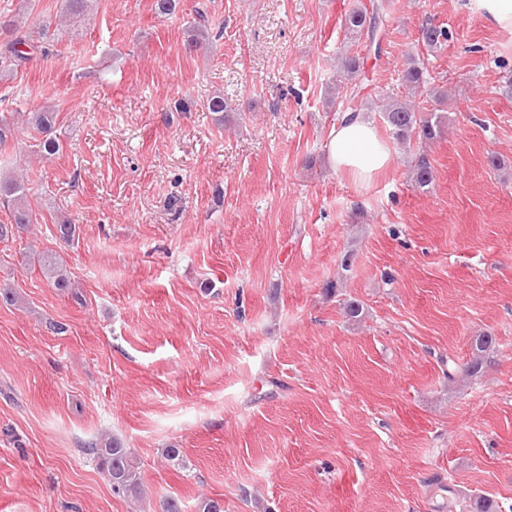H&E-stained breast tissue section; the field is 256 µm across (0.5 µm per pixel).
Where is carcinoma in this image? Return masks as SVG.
Returning a JSON list of instances; mask_svg holds the SVG:
<instances>
[{"label":"carcinoma","mask_w":512,"mask_h":512,"mask_svg":"<svg viewBox=\"0 0 512 512\" xmlns=\"http://www.w3.org/2000/svg\"><path fill=\"white\" fill-rule=\"evenodd\" d=\"M193 12L195 19L190 25L189 47L207 50L212 44L207 13L200 3L194 7ZM385 21L384 4L378 2L367 6L360 3L345 16L344 28L356 40L362 39L373 43L385 31ZM22 23H24L22 14L0 19V29L9 36L8 40L0 43V72L14 70L30 61L38 53L43 55L48 53L47 47L34 44L27 35L22 33ZM420 36L423 46L430 54L444 49L449 38L446 28L433 24L423 26ZM361 69H363V61L360 55L346 54L340 58L338 74L345 81H354ZM398 80L407 88L410 100H387L381 109L383 119L398 145L409 147L414 144L420 148L442 135L444 116L437 112L430 115L420 112L416 109V103L422 104L431 98L442 101L446 99V94L432 85V77L424 61L414 56L408 57L402 68L398 70ZM204 106L208 111L217 114L221 121L224 120V113L232 111L221 92L208 98ZM27 124L42 135L35 144L36 152L44 156H53L59 152V142L53 136L55 113L45 109L30 112ZM412 180L420 189L432 183V167L423 154L419 155L413 167ZM28 191V181L14 176H5L0 172V197L7 201L12 214L10 223L0 224V242L14 238L15 234L33 223L32 212L27 204ZM39 267L54 287L62 291L69 288L67 269L56 257L42 255ZM86 452L93 455L98 460L100 468L108 474L114 492L134 499L141 497L139 474L130 461L128 449L124 448L120 441L114 438H101L90 443Z\"/></svg>","instance_id":"1"}]
</instances>
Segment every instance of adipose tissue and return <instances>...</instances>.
<instances>
[{
  "label": "adipose tissue",
  "instance_id": "1",
  "mask_svg": "<svg viewBox=\"0 0 512 512\" xmlns=\"http://www.w3.org/2000/svg\"><path fill=\"white\" fill-rule=\"evenodd\" d=\"M390 158V148L379 138L368 113H354L351 119L340 120L334 127L328 159L336 171L368 181L388 167Z\"/></svg>",
  "mask_w": 512,
  "mask_h": 512
}]
</instances>
